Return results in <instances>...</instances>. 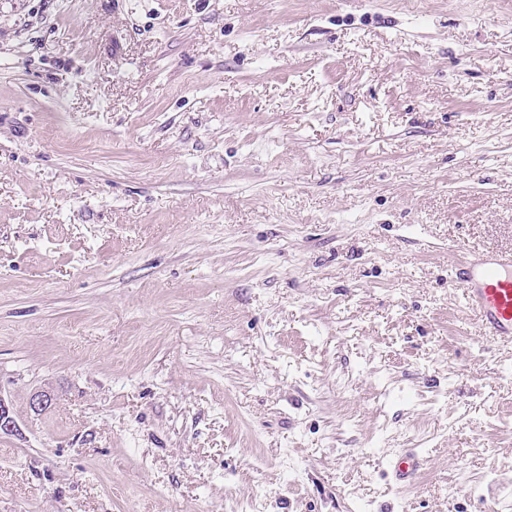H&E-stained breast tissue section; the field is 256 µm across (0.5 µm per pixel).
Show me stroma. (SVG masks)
Wrapping results in <instances>:
<instances>
[{
	"label": "stroma",
	"instance_id": "35a3bbf8",
	"mask_svg": "<svg viewBox=\"0 0 512 512\" xmlns=\"http://www.w3.org/2000/svg\"><path fill=\"white\" fill-rule=\"evenodd\" d=\"M492 248L512 0H0V512H512ZM451 285L492 340L512 343V253L482 250L464 255ZM424 456L417 448H401L386 459L385 468L394 484L411 486L420 475Z\"/></svg>",
	"mask_w": 512,
	"mask_h": 512
}]
</instances>
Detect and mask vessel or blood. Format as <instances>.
<instances>
[{
  "label": "vessel or blood",
  "mask_w": 512,
  "mask_h": 512,
  "mask_svg": "<svg viewBox=\"0 0 512 512\" xmlns=\"http://www.w3.org/2000/svg\"><path fill=\"white\" fill-rule=\"evenodd\" d=\"M461 289L466 309L490 339L512 343V253L482 250L464 255L451 280ZM424 465L419 449L402 448L385 462L394 484L407 487Z\"/></svg>",
  "instance_id": "b4317fda"
}]
</instances>
